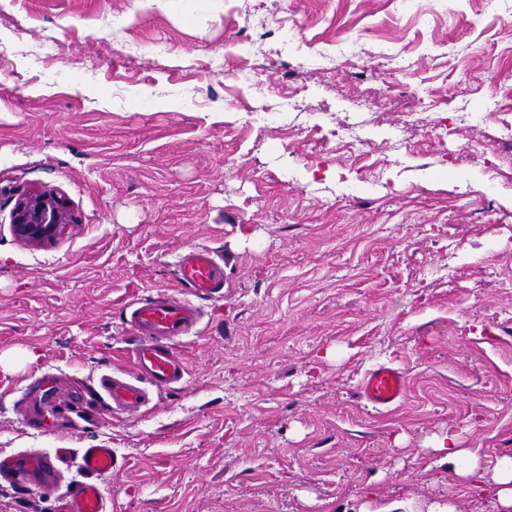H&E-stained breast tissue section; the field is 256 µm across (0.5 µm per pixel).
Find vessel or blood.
Returning <instances> with one entry per match:
<instances>
[{
  "label": "vessel or blood",
  "instance_id": "b4317fda",
  "mask_svg": "<svg viewBox=\"0 0 512 512\" xmlns=\"http://www.w3.org/2000/svg\"><path fill=\"white\" fill-rule=\"evenodd\" d=\"M179 280L186 290L185 296L159 292L124 307L126 320L136 333L134 369L129 372L116 368L99 378L100 395L113 413H144L150 391L166 390L184 380L186 367L173 344L197 333L201 309L193 299L214 293L222 286L224 259L210 248H192L180 258ZM31 388L39 395L32 427L44 433L54 432L65 416L64 409L56 403L54 375L39 376ZM360 392L368 402L387 406L404 396L405 377L399 369L382 365L365 375ZM73 462L78 463L85 480L61 498L58 512H106L105 498L96 479L116 466L112 449L85 448L77 455L68 448L22 453L0 461V470L13 474L26 486L42 489L53 486L61 466Z\"/></svg>",
  "mask_w": 512,
  "mask_h": 512
}]
</instances>
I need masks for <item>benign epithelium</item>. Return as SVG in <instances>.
Instances as JSON below:
<instances>
[{"mask_svg": "<svg viewBox=\"0 0 512 512\" xmlns=\"http://www.w3.org/2000/svg\"><path fill=\"white\" fill-rule=\"evenodd\" d=\"M71 221L67 201L48 190L22 195L13 212L15 234L35 246L54 241Z\"/></svg>", "mask_w": 512, "mask_h": 512, "instance_id": "7a95c632", "label": "benign epithelium"}]
</instances>
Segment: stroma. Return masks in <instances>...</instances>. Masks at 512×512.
<instances>
[{
    "label": "stroma",
    "mask_w": 512,
    "mask_h": 512,
    "mask_svg": "<svg viewBox=\"0 0 512 512\" xmlns=\"http://www.w3.org/2000/svg\"><path fill=\"white\" fill-rule=\"evenodd\" d=\"M277 22L294 42L266 37ZM511 65L512 0H0V457L113 449L107 512H498ZM439 118L442 141L424 134ZM339 123L360 145L316 148L313 126ZM471 141L484 157L450 155ZM35 189L74 218L41 246L13 230ZM196 245L223 255L224 286L175 345L185 378L145 414L112 415L95 389L134 345L122 305L183 295ZM381 364L407 391L378 409L359 386ZM45 373L77 431L26 425ZM448 431L476 451V480L438 464ZM82 479L0 476V512H56Z\"/></svg>",
    "instance_id": "1"
}]
</instances>
